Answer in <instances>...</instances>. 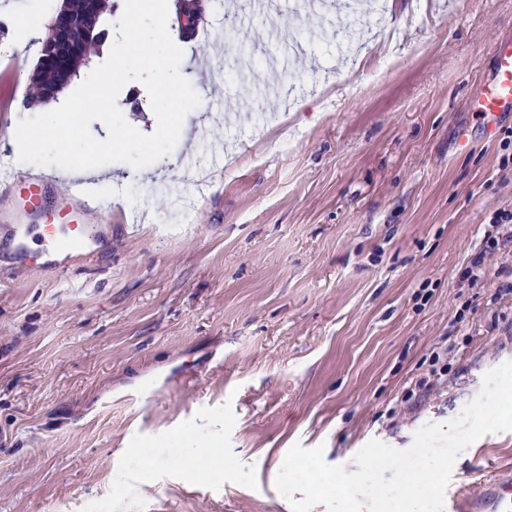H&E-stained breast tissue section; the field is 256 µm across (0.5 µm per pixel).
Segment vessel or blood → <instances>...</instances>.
<instances>
[{
    "mask_svg": "<svg viewBox=\"0 0 512 512\" xmlns=\"http://www.w3.org/2000/svg\"><path fill=\"white\" fill-rule=\"evenodd\" d=\"M494 71L482 92L474 96L469 108L495 127L499 117L512 112V41L495 43L491 49ZM8 186L7 203L0 207V222L13 232V259L18 268L61 272L73 256L94 257L98 237L89 227L90 212L80 202V182L50 184L47 176L13 171L0 179ZM55 188L58 209L66 218L62 224L41 228L43 245L32 250L25 218L36 214L48 188ZM448 512H512V474L486 476L479 492L462 491L448 502Z\"/></svg>",
    "mask_w": 512,
    "mask_h": 512,
    "instance_id": "obj_1",
    "label": "vessel or blood"
}]
</instances>
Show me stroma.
I'll return each instance as SVG.
<instances>
[{
  "label": "stroma",
  "instance_id": "obj_1",
  "mask_svg": "<svg viewBox=\"0 0 512 512\" xmlns=\"http://www.w3.org/2000/svg\"><path fill=\"white\" fill-rule=\"evenodd\" d=\"M385 2L382 23L372 0H287L249 27L242 0L211 2L190 38L169 20L200 104L169 155L104 165L120 210L97 257L15 269L0 228V512H292L294 444L355 471L512 361V248L484 249L512 212V118L491 135L468 107L512 0ZM58 5L0 0V36ZM116 104L155 131L141 82ZM198 164L202 192L178 174ZM488 464L512 470V431L451 485Z\"/></svg>",
  "mask_w": 512,
  "mask_h": 512
}]
</instances>
